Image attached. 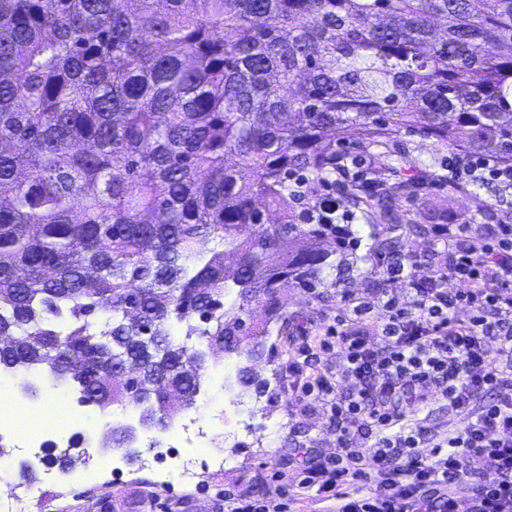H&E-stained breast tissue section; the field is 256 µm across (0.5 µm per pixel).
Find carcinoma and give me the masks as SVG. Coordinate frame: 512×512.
<instances>
[{
	"label": "carcinoma",
	"instance_id": "1",
	"mask_svg": "<svg viewBox=\"0 0 512 512\" xmlns=\"http://www.w3.org/2000/svg\"><path fill=\"white\" fill-rule=\"evenodd\" d=\"M403 131L512 162V0H0V366L166 431L192 344L268 358L245 304L280 320L334 265L327 233L345 248L298 223L291 178ZM419 189L348 200L400 224Z\"/></svg>",
	"mask_w": 512,
	"mask_h": 512
}]
</instances>
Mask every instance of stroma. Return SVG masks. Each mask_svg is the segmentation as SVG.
<instances>
[{"label": "stroma", "instance_id": "35a3bbf8", "mask_svg": "<svg viewBox=\"0 0 512 512\" xmlns=\"http://www.w3.org/2000/svg\"><path fill=\"white\" fill-rule=\"evenodd\" d=\"M352 155L363 173V182L370 187L408 178L421 179L423 186L415 197L401 200L403 223L392 224L353 211L349 251L357 256V263L325 269L321 284L314 290L295 289L283 296L282 313L287 326L282 334L271 338L276 345L275 357L254 368L256 376L266 381V388L240 389L236 373L242 358L228 356L221 363L209 364L189 415L210 427L216 440L222 441L225 454L231 458L224 470L210 472L197 487L180 485L171 491L161 488L141 464L149 452L151 437L150 430L141 427L137 430V448L127 460L124 475L113 480L108 494L99 496L88 491L77 498L66 496L68 483L79 477L75 470L61 472L55 484L44 483L39 466L32 468L27 481L10 475L1 478L0 493H14L17 512H220L222 496L245 492L263 496L272 489L277 476L296 483L298 471L292 455L295 448L308 446L319 459L339 453L336 430L326 406L318 404L310 410H300L288 388V363L304 339L303 329H317L344 313V298L348 295L372 302L377 309L390 298L407 302L409 293L404 284L386 285L378 268L400 258L422 270L443 261L445 250L432 246L433 212L449 211L456 221H470L477 238L485 236L491 220L512 221V190L504 191L490 183L458 190L431 186V179L443 175L448 162L447 147L434 138L404 132L396 138L389 154L374 157L356 149ZM374 244L380 247L374 263H364V255ZM60 395L67 415L87 411L78 401L75 385L65 386ZM90 414L88 424L67 425V441L81 435L92 436L98 424L125 417L119 409ZM414 417L426 429L419 444L424 454L430 453L449 430L467 422L465 416L438 400L416 410ZM29 483L43 485L44 495L29 497L25 492Z\"/></svg>", "mask_w": 512, "mask_h": 512}]
</instances>
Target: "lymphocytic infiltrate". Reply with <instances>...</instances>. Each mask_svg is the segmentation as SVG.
<instances>
[{
  "label": "lymphocytic infiltrate",
  "mask_w": 512,
  "mask_h": 512,
  "mask_svg": "<svg viewBox=\"0 0 512 512\" xmlns=\"http://www.w3.org/2000/svg\"><path fill=\"white\" fill-rule=\"evenodd\" d=\"M486 180L512 189V164L449 152V184ZM470 231L466 221L439 229L448 261L427 273L400 262L382 269L385 283L404 281L409 305L387 301L375 317L360 303L326 325L317 344L300 347L288 374L307 373L303 392L327 398L341 452L317 462L295 449L297 484H277L259 499L233 497L225 512H290L310 494L335 501L336 512H512V380L500 368L512 358V224L491 227L487 242ZM451 279L465 290L449 294ZM461 305L471 309L468 319L456 316ZM331 348L358 385L351 397L336 394L319 366L320 351ZM433 399L467 422L426 455L418 449L424 428L408 412Z\"/></svg>",
  "instance_id": "f902f5d3"
}]
</instances>
